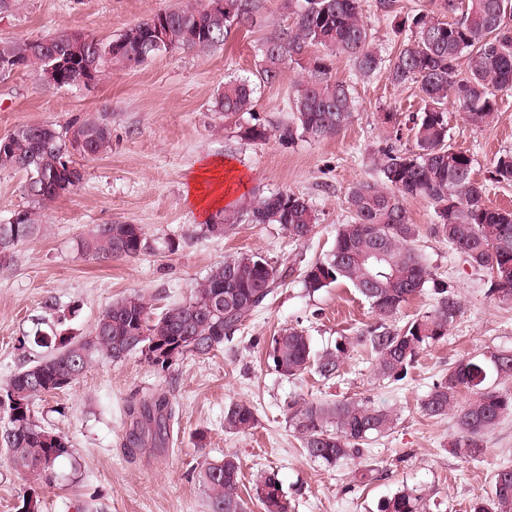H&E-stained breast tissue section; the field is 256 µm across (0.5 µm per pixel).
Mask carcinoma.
<instances>
[{"mask_svg": "<svg viewBox=\"0 0 512 512\" xmlns=\"http://www.w3.org/2000/svg\"><path fill=\"white\" fill-rule=\"evenodd\" d=\"M212 0L193 5L196 16L184 8L160 11L136 23L139 34L165 23L171 49L205 50L226 42L232 34L252 27L263 0H229L230 10L212 13ZM507 0H441L439 10H421L398 23L411 38L384 60L371 47L370 34L360 17V0H286L292 21L261 46V78L267 84L281 81L285 61H293L311 47L344 54L353 61L358 76L383 74L394 85H414L422 98V111L412 116L413 148H386L378 161L379 177L356 183L348 193L350 217L336 227L333 248L304 271L308 293L333 284L355 288L371 306L376 320L342 336L334 346L314 351L311 337L288 327L271 337L268 359L283 378L295 379L314 370L322 379L341 375L351 349L364 347L374 358L373 371L383 380L399 382L428 347L448 336L462 310L461 300L447 282L435 280L425 259L414 247L416 225L409 222L407 202L420 198L432 206L436 222L430 231L464 255L472 268L485 272L491 293L512 300V210L487 204L489 184L512 181V152L498 155L488 181L474 177L473 158L449 143L448 104L456 105L468 123L492 122L498 112V94L512 90V27L497 22V9ZM452 20H443L444 16ZM28 40L0 38V58L15 57L23 68L40 69L43 59L26 55ZM467 56L466 70L458 68ZM307 74L293 84L289 96L292 123L279 130L281 141L300 135L320 139L336 134L352 119L357 104L350 86L332 79L325 57L306 67ZM254 87L248 80H229L215 100V111L225 118L253 110ZM87 136L93 158L110 147L111 128L104 119H75L63 127L52 123L22 124L0 148L10 152L11 169L26 174L25 194L30 205L14 213L15 221L0 224V266L8 264L18 245L38 231L41 211L61 196L55 182L56 162L69 158L67 137L74 126ZM224 218V234L242 223L278 224L295 240L307 238L317 218L308 200L290 191L278 192L246 206L229 205L215 214ZM384 259L376 267L364 261L375 245ZM144 248V233L137 224H114L110 231L93 228L79 241L81 253L98 261L135 258ZM291 265L272 264L259 252L241 253L211 267L189 298L161 312L142 295L112 302L98 316L91 333L73 340L55 332L34 333L35 345L52 353L18 372L0 387V407L8 410L0 443L8 449L17 469L51 481L54 470L43 461L71 454L69 441L39 425L35 400L76 381L97 357L114 361L139 353L155 366L143 346L173 345L183 335L197 337L194 346L179 354L205 356L233 339L236 331L260 308L276 288L292 276ZM432 283L431 307L403 326L395 316L410 299ZM512 379V349H499L494 359L478 353L460 360L432 383L420 402L421 412L440 418L454 413L458 431L452 452L468 461L485 454L484 438L504 415L512 414V393L493 386ZM467 391L472 398L460 401ZM130 431L124 447L132 454L140 448L166 444L175 408L164 393H154L126 406ZM395 411L366 397L334 401L295 398L288 404L289 427L306 455L326 465L355 461L365 456L366 445L393 430ZM257 425L254 408L231 402L224 408V430L243 434ZM196 477L204 486L210 512H247L239 495L240 464L234 455L205 459ZM277 474L264 472L256 479L255 496L263 512H288ZM429 493L404 487L383 501L378 512H428ZM470 512H512V468L495 473L490 493L475 501Z\"/></svg>", "mask_w": 512, "mask_h": 512, "instance_id": "obj_1", "label": "carcinoma"}]
</instances>
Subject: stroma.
<instances>
[{
    "label": "stroma",
    "mask_w": 512,
    "mask_h": 512,
    "mask_svg": "<svg viewBox=\"0 0 512 512\" xmlns=\"http://www.w3.org/2000/svg\"><path fill=\"white\" fill-rule=\"evenodd\" d=\"M186 0H23L17 11L0 15V38L37 39L64 28L109 40L151 14ZM363 20L381 56L395 54L409 34L398 17L437 0H396L384 11L380 0H361ZM289 16L281 0H264L249 30L204 51L177 49L148 59L135 69H106L94 88L53 89L35 70L0 79V137L26 123L67 124L95 115L110 125L112 146L94 158H77L82 182L45 209L34 238L19 245L11 263L0 266V385L46 349L29 343L35 330H50L65 316V335L88 336L100 312L133 294L150 299L155 310L188 298L209 269L225 257L258 251L274 263L290 262L293 275L245 322L231 342L207 356L177 357L161 368L143 356L121 361L96 359L66 390L35 403L38 423L69 439L71 456L60 459L52 481L18 470L0 447V512H19L24 497L38 496L42 512H209L208 499L193 470L204 458L237 455L242 465L240 494L251 512L257 473L275 472L288 498V512H378V505L403 487L431 494L430 512H469L486 497L495 472L512 466V414L485 437L480 461L460 459L449 450L454 417L423 416L419 403L432 382L461 359L478 352L512 348V301L488 292L484 272L472 268L447 243L430 234L435 215L421 199L409 201V220L419 235L433 277L458 292L462 313L445 340L427 348L406 379H375L369 351L357 348L340 380L308 372L295 380L269 365L266 344L274 333L298 327L314 350L374 320L368 304L348 285L310 294L302 279L308 262L327 254L337 225L349 218L347 195L357 182L378 178L373 160L382 148L413 146L409 125L392 128L381 116H409L422 102L417 89L392 85L384 76L361 79L343 55L327 59L333 79L349 84L357 101L351 122L332 136L279 141L278 130L292 113L288 97L302 78L315 49L284 67L280 83H263L260 47ZM250 80L252 112L232 119L214 109L225 81ZM266 127L265 142L242 139L250 125ZM448 136L474 159V176L485 180L496 154L512 151V91L501 95L489 126L467 124L448 110ZM219 158L242 177L239 202L249 203L291 191L307 199L318 222L302 242L276 224H242L214 237L186 199L204 160ZM99 224H137L145 247L139 256L97 262L83 256L81 237ZM167 393L176 408L162 448L128 455L122 442L128 425L127 400ZM336 400L369 397L396 411L392 432L374 442L367 463L377 478L352 487L354 464L329 467L310 459L288 422L292 398ZM250 403L258 423L248 434L224 430V407Z\"/></svg>",
    "instance_id": "stroma-1"
}]
</instances>
